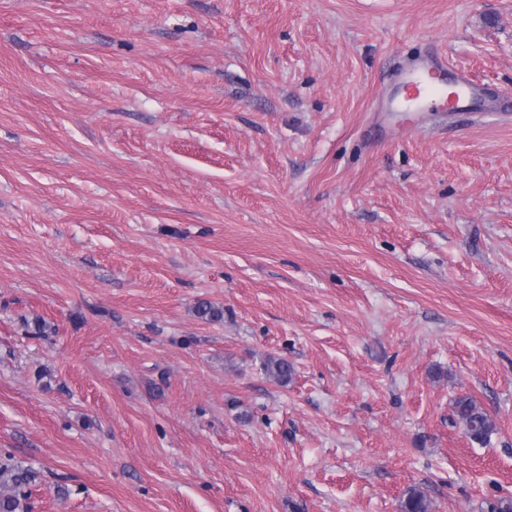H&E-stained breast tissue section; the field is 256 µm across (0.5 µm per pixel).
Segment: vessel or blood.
Instances as JSON below:
<instances>
[{"instance_id": "b4317fda", "label": "vessel or blood", "mask_w": 512, "mask_h": 512, "mask_svg": "<svg viewBox=\"0 0 512 512\" xmlns=\"http://www.w3.org/2000/svg\"><path fill=\"white\" fill-rule=\"evenodd\" d=\"M442 57H418L398 68L397 86L385 102L387 112L405 114L433 104L439 112H493L512 110V100L500 97L487 83L465 75L447 79Z\"/></svg>"}]
</instances>
